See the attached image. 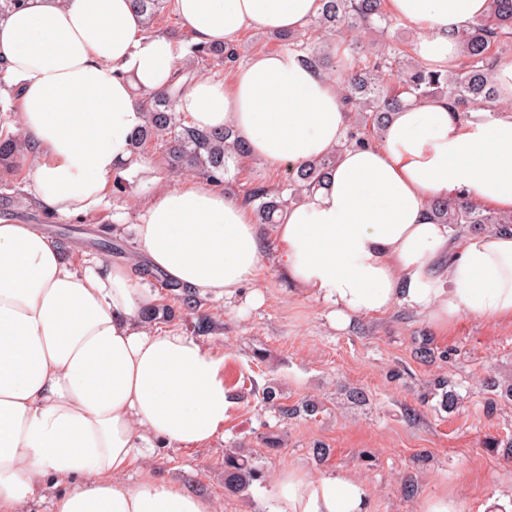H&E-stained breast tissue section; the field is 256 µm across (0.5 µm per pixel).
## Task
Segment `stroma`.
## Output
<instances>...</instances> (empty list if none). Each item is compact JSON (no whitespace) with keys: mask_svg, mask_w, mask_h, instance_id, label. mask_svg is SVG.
<instances>
[{"mask_svg":"<svg viewBox=\"0 0 512 512\" xmlns=\"http://www.w3.org/2000/svg\"><path fill=\"white\" fill-rule=\"evenodd\" d=\"M157 183L128 172L96 212L73 219L37 208L30 195L34 161L21 160L18 175L0 174V195L10 196L0 219L37 225L74 265L97 256L104 226H120L113 240L122 259L136 257L132 226L160 188L172 187L162 155L146 145ZM282 168L261 158L246 159L225 195L242 198L250 184L278 185ZM328 309L312 293L291 290L280 271V245L274 232L263 235V257L251 282L232 297H207L199 314L213 316L215 329L201 337L224 358V380L231 392L224 430L209 444L183 449L156 448L123 476L130 485L147 477L183 484L212 500L216 512H267L278 473L297 467L310 474L346 472L371 489V512H422L432 497L451 494L464 512H505L512 507V460L498 441L512 437V400L485 402L489 377L512 373V325L467 316L448 335L429 321L397 306L332 327ZM199 314L176 312L162 320L195 336ZM444 378L459 396L445 409L430 392ZM274 387L283 403L317 404L312 416L285 419L261 401ZM329 448L324 459L316 447ZM238 448L267 475L249 496L224 489V451ZM413 493H406V485Z\"/></svg>","mask_w":512,"mask_h":512,"instance_id":"35a3bbf8","label":"stroma"}]
</instances>
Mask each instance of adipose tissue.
<instances>
[{"label": "adipose tissue", "mask_w": 512, "mask_h": 512, "mask_svg": "<svg viewBox=\"0 0 512 512\" xmlns=\"http://www.w3.org/2000/svg\"><path fill=\"white\" fill-rule=\"evenodd\" d=\"M201 45L242 31L302 32L318 0H168ZM420 33L417 57L444 69L451 34L486 0H386ZM182 56L146 35L133 0H21L0 17V100L18 97L35 148L33 200L86 215L116 177L150 161L131 145L136 93H153ZM177 111L204 129L233 127L253 155L293 167L337 153L321 188L284 214L281 271L328 307L339 330L400 305L447 333L466 316L512 323V229L461 235L434 223L433 198L512 212V111L463 114L432 99L395 112L378 144L342 148L348 114L335 77L285 53L259 52L230 81H195ZM149 267L199 297L233 295L262 259L239 201L190 181L158 192L135 227ZM137 265L94 257L74 267L37 226L0 220V512H23L46 485L50 512H212L160 479L122 477L140 444L197 448L224 428L223 361L173 328L148 327L157 294ZM367 483L288 467L268 512H370Z\"/></svg>", "instance_id": "obj_1"}]
</instances>
